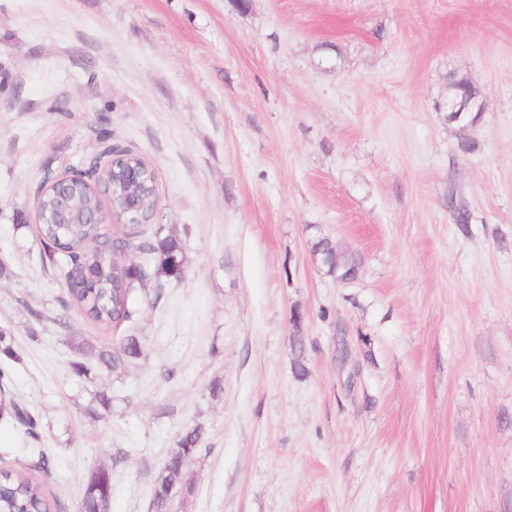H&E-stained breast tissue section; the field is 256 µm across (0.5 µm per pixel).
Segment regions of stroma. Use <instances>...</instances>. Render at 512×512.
<instances>
[{
  "mask_svg": "<svg viewBox=\"0 0 512 512\" xmlns=\"http://www.w3.org/2000/svg\"><path fill=\"white\" fill-rule=\"evenodd\" d=\"M455 77L484 102L465 131ZM111 144L158 194L153 223L105 225L119 262L160 234L185 274L103 327L62 309L34 214ZM0 329L40 424L0 418V466L46 454L57 512L100 466L108 512H154L196 425L169 512H512V0H0ZM314 249L321 252H328L331 255L336 256L334 264H327L330 272H336L337 277L341 280H349L353 277L355 269L353 266H349L344 258L337 252L332 241L327 238L319 239L314 243Z\"/></svg>",
  "mask_w": 512,
  "mask_h": 512,
  "instance_id": "35a3bbf8",
  "label": "stroma"
}]
</instances>
